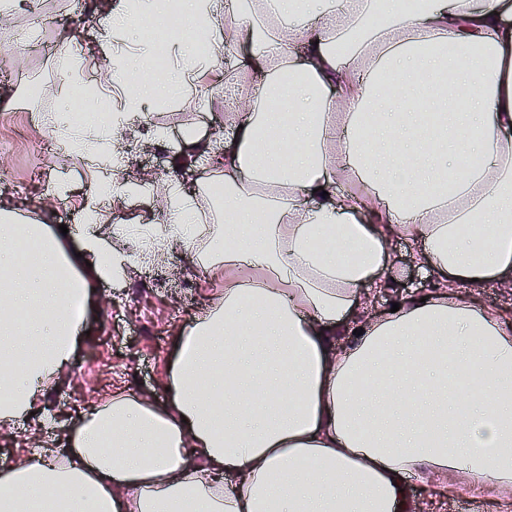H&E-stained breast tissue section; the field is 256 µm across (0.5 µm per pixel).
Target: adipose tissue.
Wrapping results in <instances>:
<instances>
[{"label":"adipose tissue","instance_id":"ef3b65f1","mask_svg":"<svg viewBox=\"0 0 512 512\" xmlns=\"http://www.w3.org/2000/svg\"><path fill=\"white\" fill-rule=\"evenodd\" d=\"M234 17L254 111L217 142L143 135L224 182L223 234L174 175L179 221L148 246L193 253L219 298L182 331L163 403L114 393L68 456L0 472V512H182L190 498L203 512H406L412 474L452 493L462 478L512 488V314L480 303L512 286V0H420L411 18L392 0H238ZM221 81L180 51L177 87ZM112 86L113 123L54 127L98 173L75 201L84 226L67 237L0 203L1 426L68 366L73 300L134 259L98 220L102 199H124L107 177L124 165L116 129L142 127L150 89ZM388 91L413 94L394 121ZM445 92L466 107L452 125L430 104ZM399 239L430 285L370 311Z\"/></svg>","mask_w":512,"mask_h":512}]
</instances>
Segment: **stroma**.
Returning a JSON list of instances; mask_svg holds the SVG:
<instances>
[{
  "instance_id": "1",
  "label": "stroma",
  "mask_w": 512,
  "mask_h": 512,
  "mask_svg": "<svg viewBox=\"0 0 512 512\" xmlns=\"http://www.w3.org/2000/svg\"><path fill=\"white\" fill-rule=\"evenodd\" d=\"M98 2L63 0L61 8L50 10L43 0H32L0 27V142L12 145L11 155L0 159V199L13 205L16 218L71 224L76 206L60 197L52 206H42L47 189L63 184L79 196L93 190L94 174L83 167L77 154L55 150L48 126L33 118L30 107L38 105L46 117L66 120L79 110L99 111V101L80 98L78 89L89 76L106 83L100 57L88 55L72 64L60 42L61 34L72 29L88 42L104 39L95 17ZM35 11L43 18L37 29L29 22ZM192 30V24L185 22L180 30L169 33L164 65L156 76L159 93L148 101L145 113L152 127L165 129L171 137L191 127L211 139L231 130L220 94L200 91L183 100L164 93L174 72V53L189 45ZM129 159L128 174L140 169L152 172L154 192L104 212L101 222L106 234L120 224L136 237L143 226L160 223L163 216L155 197L164 192L174 164L169 150L154 145L138 148ZM391 266L398 284L394 292L377 294L380 308L389 306L395 294L429 282L405 241L394 242ZM218 291V284L209 280L196 257L181 249L169 252L157 264L128 268L124 278L97 282L85 323L87 333L77 343L69 366L40 399L34 416L0 428V455L19 462L47 438L52 441L51 453L66 454L69 436L80 425L84 411L102 404L116 389H135L151 402L162 403L167 367L180 332ZM62 397L72 399V409L59 406ZM408 485L410 503L424 512H496L488 494L464 486L444 498L430 480L413 477Z\"/></svg>"
}]
</instances>
